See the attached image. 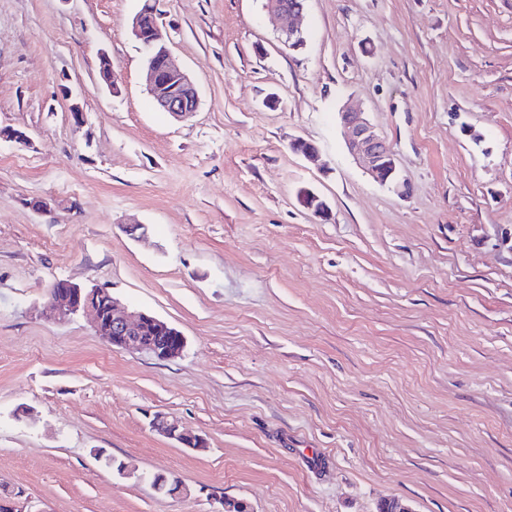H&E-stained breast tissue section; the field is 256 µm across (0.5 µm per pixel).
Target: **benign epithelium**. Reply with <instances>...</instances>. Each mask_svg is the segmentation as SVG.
<instances>
[{"label":"benign epithelium","mask_w":512,"mask_h":512,"mask_svg":"<svg viewBox=\"0 0 512 512\" xmlns=\"http://www.w3.org/2000/svg\"><path fill=\"white\" fill-rule=\"evenodd\" d=\"M305 2L268 0L266 10L277 20L282 35L291 39L300 33L297 20ZM149 12H156L155 0H144L130 21L132 34L146 52L149 94L163 112L181 117L192 114L199 106L197 87L173 62L158 28L144 27L143 18ZM337 119L346 148L364 164L369 175L380 185L400 195L406 194L407 185L401 181L393 148L380 137L364 113L346 108L337 113ZM300 202L318 216H328L327 204L314 192L303 191ZM47 298L49 309L61 320L78 313L90 315L95 334L113 349L138 351L159 360H170L179 356L186 346L181 331L158 317L138 310H120V301L106 288L56 280L50 284ZM152 427L185 447H206L204 438L180 430L177 423L163 416L154 418Z\"/></svg>","instance_id":"obj_1"}]
</instances>
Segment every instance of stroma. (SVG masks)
I'll use <instances>...</instances> for the list:
<instances>
[{"label":"stroma","mask_w":512,"mask_h":512,"mask_svg":"<svg viewBox=\"0 0 512 512\" xmlns=\"http://www.w3.org/2000/svg\"><path fill=\"white\" fill-rule=\"evenodd\" d=\"M141 6L0 0V127L26 135L0 140V496L512 512V0H306L297 49L264 0H156L199 92L181 119L148 93ZM347 103L407 195L348 153ZM59 279L176 327L182 355L47 316ZM158 415L206 448L152 430Z\"/></svg>","instance_id":"stroma-1"}]
</instances>
